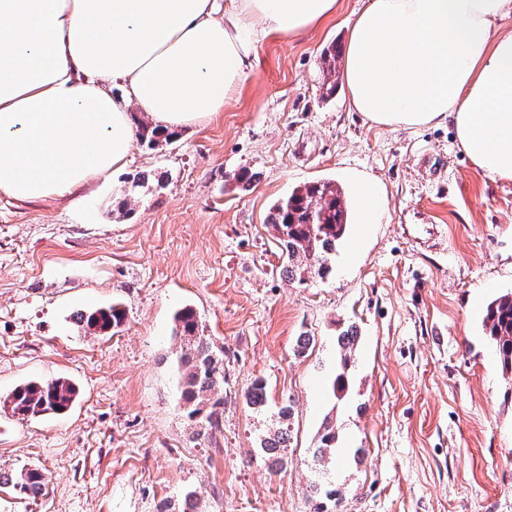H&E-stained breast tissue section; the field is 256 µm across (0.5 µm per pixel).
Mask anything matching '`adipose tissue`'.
Listing matches in <instances>:
<instances>
[{
  "mask_svg": "<svg viewBox=\"0 0 512 512\" xmlns=\"http://www.w3.org/2000/svg\"><path fill=\"white\" fill-rule=\"evenodd\" d=\"M338 4L0 0V195L64 199L112 175L135 143L130 104L166 131L212 119L269 36L305 34ZM343 70L372 123H453L470 159L512 179V0H369Z\"/></svg>",
  "mask_w": 512,
  "mask_h": 512,
  "instance_id": "ef3b65f1",
  "label": "adipose tissue"
}]
</instances>
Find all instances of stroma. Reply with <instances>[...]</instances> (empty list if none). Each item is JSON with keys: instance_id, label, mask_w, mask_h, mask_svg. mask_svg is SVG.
Here are the masks:
<instances>
[{"instance_id": "1", "label": "stroma", "mask_w": 512, "mask_h": 512, "mask_svg": "<svg viewBox=\"0 0 512 512\" xmlns=\"http://www.w3.org/2000/svg\"><path fill=\"white\" fill-rule=\"evenodd\" d=\"M366 0L304 36L274 35L223 112L169 143H137L80 208L0 197V395L71 380L74 405L20 419L0 409V473L45 472L30 499L0 486V512H313L323 470L338 512H512V371L485 327L512 295V180L465 155L452 124L392 130L322 96L323 57ZM254 173L252 183L236 173ZM385 203L359 221L356 177ZM333 180L352 242L334 271L283 270L272 205ZM121 303L99 336L75 315ZM192 308L224 359L215 439L180 399L175 313ZM355 328L350 385L335 402L337 338ZM310 337L299 349L301 337ZM267 383V408L244 394ZM293 415L283 420V404ZM335 460L316 449L326 419ZM287 430L280 460L263 440Z\"/></svg>"}]
</instances>
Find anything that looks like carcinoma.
I'll use <instances>...</instances> for the list:
<instances>
[{
    "label": "carcinoma",
    "mask_w": 512,
    "mask_h": 512,
    "mask_svg": "<svg viewBox=\"0 0 512 512\" xmlns=\"http://www.w3.org/2000/svg\"><path fill=\"white\" fill-rule=\"evenodd\" d=\"M337 56H324L325 77L323 97L336 93ZM174 134L153 126H140V139L154 146L159 139L171 140ZM269 223L278 232L282 252L286 255L288 277L303 283L307 276L326 277L332 271L336 244L348 238V205L341 190L331 181H316L294 188L284 199L277 201L269 215ZM125 312L119 304L81 312L78 323L89 332L104 335L119 327ZM176 330L181 340L179 369L181 370L180 398L187 417L199 427V435L209 434L224 407L218 396L224 386V362L219 359L213 343L204 335L193 309L185 307L175 314ZM485 327L499 354L503 367L512 369V296L504 295L492 301L486 310ZM353 333L346 330L337 337L340 361L332 381L331 392L341 400L349 389L350 345ZM78 390L64 378L51 381H30L0 397V406L12 415L25 417L57 414L67 410L76 400ZM247 402L255 409L265 406V384L256 379L246 393ZM338 434L335 424L328 420L319 435L321 456L336 447ZM7 483L21 494L36 497L43 493L46 477L42 470L30 468L15 475L0 474V484Z\"/></svg>",
    "instance_id": "obj_1"
}]
</instances>
